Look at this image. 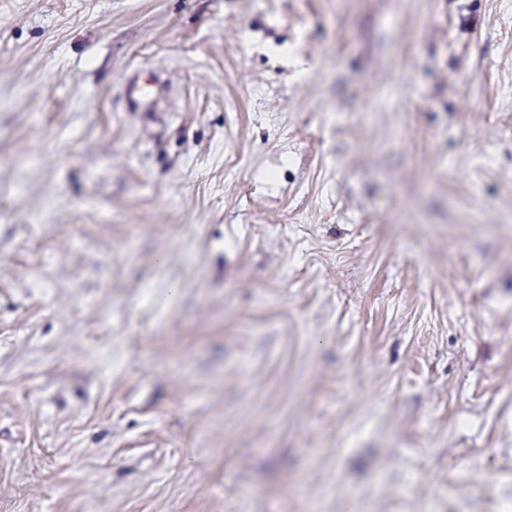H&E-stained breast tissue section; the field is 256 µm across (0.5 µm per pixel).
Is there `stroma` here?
Here are the masks:
<instances>
[{
    "label": "stroma",
    "instance_id": "stroma-1",
    "mask_svg": "<svg viewBox=\"0 0 512 512\" xmlns=\"http://www.w3.org/2000/svg\"><path fill=\"white\" fill-rule=\"evenodd\" d=\"M0 512H512V0H0Z\"/></svg>",
    "mask_w": 512,
    "mask_h": 512
}]
</instances>
